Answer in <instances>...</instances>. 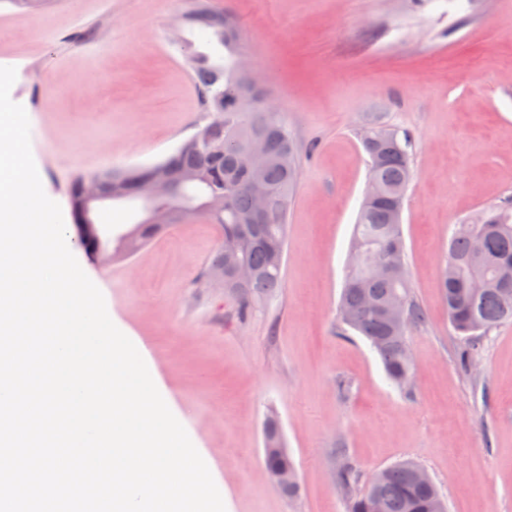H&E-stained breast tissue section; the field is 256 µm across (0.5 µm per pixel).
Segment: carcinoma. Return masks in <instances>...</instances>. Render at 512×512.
<instances>
[{"label":"carcinoma","mask_w":512,"mask_h":512,"mask_svg":"<svg viewBox=\"0 0 512 512\" xmlns=\"http://www.w3.org/2000/svg\"><path fill=\"white\" fill-rule=\"evenodd\" d=\"M211 35L215 46L227 52L222 63L190 38H181L188 73L210 119L159 165L176 177L192 176L182 185L184 198L178 201L176 223L204 219L218 226L222 238L237 241L233 249L221 246L214 252L203 278L236 298V315L244 322L283 286L288 206L297 186L300 149L288 125L269 111L270 97L254 100L244 93V54L237 35L221 29L211 30ZM360 141L369 156L368 182L376 184L378 193L363 198L357 216L339 323L342 333L352 330L364 337L389 380L407 389L414 376V362L406 355L407 336L426 322L411 291L401 230L403 203L413 177L411 136L372 123L363 129ZM229 142L242 152L254 142L265 147L261 184L268 197L256 218L255 178L239 154L225 149ZM153 169L149 165L121 170L126 198H137L142 179ZM85 179L79 175L69 187L74 215L82 206ZM166 228L133 225L116 236L112 257L136 255ZM477 251L491 265L475 267ZM439 288L448 321L461 336L460 368L468 373L481 360L490 333L512 322V203L489 207L476 221L456 225ZM263 448L269 474L295 472L279 419L272 413L263 424ZM419 470V464L403 460L366 479L355 464L344 461L334 470V479L345 493L347 512H447L437 485L419 479Z\"/></svg>","instance_id":"1"}]
</instances>
